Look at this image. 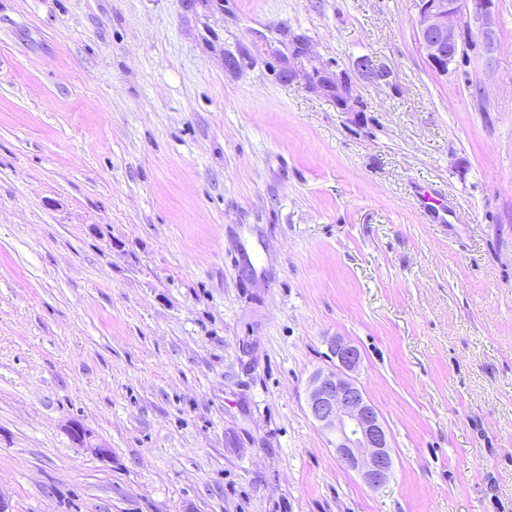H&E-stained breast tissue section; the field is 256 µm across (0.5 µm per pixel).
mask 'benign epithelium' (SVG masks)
Masks as SVG:
<instances>
[{"instance_id": "7a95c632", "label": "benign epithelium", "mask_w": 512, "mask_h": 512, "mask_svg": "<svg viewBox=\"0 0 512 512\" xmlns=\"http://www.w3.org/2000/svg\"><path fill=\"white\" fill-rule=\"evenodd\" d=\"M493 0H418L417 31L431 68L448 74L462 50L458 21L468 16L479 24L482 36H490L489 22ZM360 77L384 79L388 72L370 58L357 64ZM318 86L336 98L346 111L356 102V86L345 73L320 70ZM335 367L315 373L307 393L308 411L318 427L329 436L343 465L361 474L372 487L385 484L392 474L393 461L386 429L378 411L353 377L361 364V353L351 342L334 338L329 343ZM70 439L83 448L105 456L108 449L90 440L82 428L70 422L65 426Z\"/></svg>"}]
</instances>
